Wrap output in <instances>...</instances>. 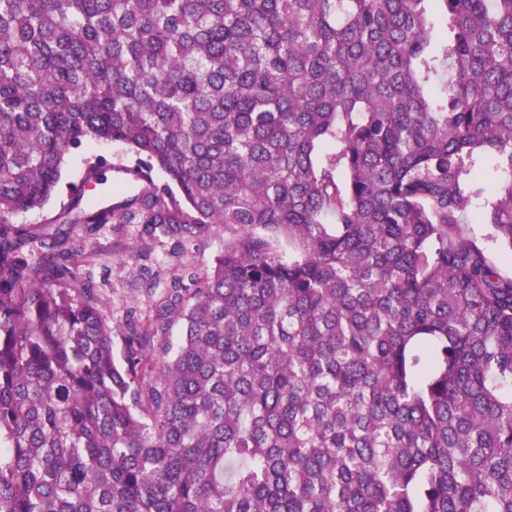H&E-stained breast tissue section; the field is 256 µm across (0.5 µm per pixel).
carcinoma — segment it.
<instances>
[{
  "label": "carcinoma",
  "instance_id": "obj_1",
  "mask_svg": "<svg viewBox=\"0 0 512 512\" xmlns=\"http://www.w3.org/2000/svg\"><path fill=\"white\" fill-rule=\"evenodd\" d=\"M482 151L512 249V0H0V512H512ZM109 223L224 249L115 326L63 229ZM97 157L102 158L105 163L112 162V166L114 163L120 165H134L136 159L135 155L131 153L130 150L118 143L93 142L79 151L70 153L63 178V189L60 195L44 210L22 215L16 222L33 227L34 229L45 226L49 218L57 213L61 205L66 203L69 199V191L68 188L65 187V183L77 181L85 168V160L95 162ZM476 171L480 173L482 177L483 186L485 187L484 197L476 201L475 213L484 214L485 208L484 203L486 198H491L499 185L501 175L495 168V161L493 156L483 153L477 158ZM466 228L484 247L490 256L497 262L503 274L512 276V253L500 242L488 239L489 226L484 220H475L471 215L466 218Z\"/></svg>",
  "mask_w": 512,
  "mask_h": 512
}]
</instances>
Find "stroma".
Returning <instances> with one entry per match:
<instances>
[{
	"mask_svg": "<svg viewBox=\"0 0 512 512\" xmlns=\"http://www.w3.org/2000/svg\"><path fill=\"white\" fill-rule=\"evenodd\" d=\"M99 158L120 165L135 162L134 154L121 144L93 142L69 154L65 181H77L86 161ZM68 233L73 246L89 256L78 271L79 278L110 303L118 321L127 312L147 310L149 288H164L182 269L210 266L224 247V231L219 227L179 248L173 241L142 234L133 224H108L93 232L76 225Z\"/></svg>",
	"mask_w": 512,
	"mask_h": 512,
	"instance_id": "35a3bbf8",
	"label": "stroma"
}]
</instances>
